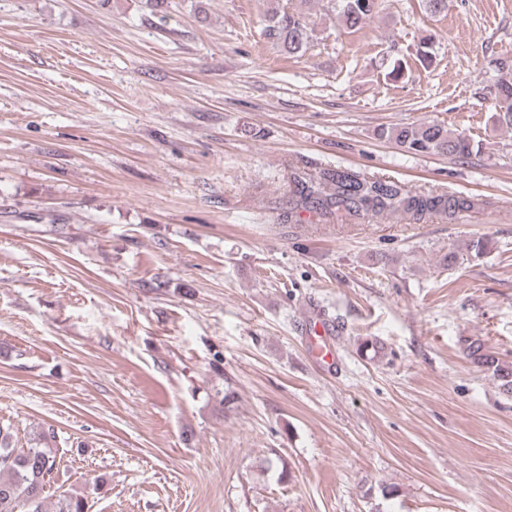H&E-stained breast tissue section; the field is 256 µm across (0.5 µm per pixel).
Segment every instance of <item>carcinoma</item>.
<instances>
[{
	"label": "carcinoma",
	"instance_id": "obj_1",
	"mask_svg": "<svg viewBox=\"0 0 512 512\" xmlns=\"http://www.w3.org/2000/svg\"><path fill=\"white\" fill-rule=\"evenodd\" d=\"M337 16L347 29H358L379 8V0H336ZM265 36L281 55L304 56L315 29L308 14L290 8L283 0H271L264 14ZM497 112L495 121L512 128V79L500 77L495 84ZM378 137L395 142L413 154H433L465 158L473 153L474 142L461 132L440 122L383 126ZM301 208L320 213L332 210L350 215L362 212L374 215L409 214L417 220L431 215L453 221L464 212L480 208L484 201L476 196L456 193H412L399 184L361 176L345 170L323 171L317 184L307 185L294 178ZM329 193L322 194L319 187ZM467 355L492 373L500 387L512 394V365L501 362L479 340L467 346ZM55 432L45 429L27 448H18L10 426L0 424V512H89L87 498L80 495L58 497L52 509L45 507V489L57 470Z\"/></svg>",
	"mask_w": 512,
	"mask_h": 512
}]
</instances>
